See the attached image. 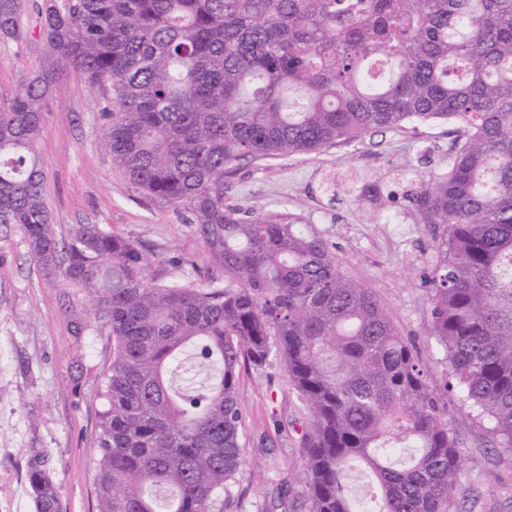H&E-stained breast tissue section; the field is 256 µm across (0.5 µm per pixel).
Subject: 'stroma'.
I'll return each mask as SVG.
<instances>
[{"instance_id": "1", "label": "stroma", "mask_w": 512, "mask_h": 512, "mask_svg": "<svg viewBox=\"0 0 512 512\" xmlns=\"http://www.w3.org/2000/svg\"><path fill=\"white\" fill-rule=\"evenodd\" d=\"M43 3L29 0L21 38L0 40V111L53 67L39 32ZM103 97V88L62 77L43 102L38 153L57 236L99 224L150 246L149 276L165 271L201 283L209 266L203 243L171 206L135 190L102 145ZM453 130L445 121L414 123L286 159L243 160L224 177V204L252 216L298 214L330 244L444 394L464 450L457 497L466 512H512V451L448 389V366L427 333L436 241L415 222L410 192L446 168ZM94 326L87 298L60 270L38 268L16 231L0 227V512H36L28 473L37 460L57 484L64 512H98V413L112 343ZM238 392L245 463L224 512H304L299 430L307 414L287 372L276 361L243 371Z\"/></svg>"}]
</instances>
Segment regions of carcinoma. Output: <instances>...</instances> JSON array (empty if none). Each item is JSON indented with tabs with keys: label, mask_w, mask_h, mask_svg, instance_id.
<instances>
[{
	"label": "carcinoma",
	"mask_w": 512,
	"mask_h": 512,
	"mask_svg": "<svg viewBox=\"0 0 512 512\" xmlns=\"http://www.w3.org/2000/svg\"><path fill=\"white\" fill-rule=\"evenodd\" d=\"M25 0H0V39ZM57 69L0 112V226L92 298L103 371L99 512H224L244 465L241 372L272 359L305 405L306 512H462L463 449L428 369L371 289L286 211L224 207V174L429 120L459 123L412 193L437 233L429 336L448 388L512 451V0H50ZM106 88L99 136L210 259L149 279L143 244L98 224L58 239L37 144L56 73ZM36 512H62L34 463Z\"/></svg>",
	"instance_id": "cac0c4a2"
}]
</instances>
